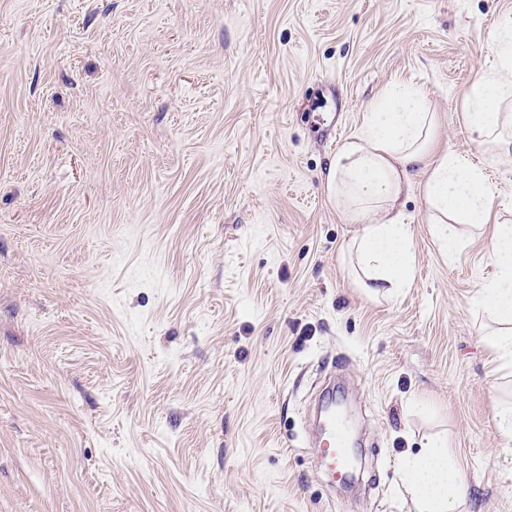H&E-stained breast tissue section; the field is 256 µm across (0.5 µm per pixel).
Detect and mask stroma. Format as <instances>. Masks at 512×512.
Instances as JSON below:
<instances>
[{
  "mask_svg": "<svg viewBox=\"0 0 512 512\" xmlns=\"http://www.w3.org/2000/svg\"><path fill=\"white\" fill-rule=\"evenodd\" d=\"M512 0H0V512H412L403 458L447 441L463 512H512V367L473 298L492 225L444 252L414 173V281L350 272L323 173L369 106L426 91L474 144V77ZM343 375L376 490L308 449Z\"/></svg>",
  "mask_w": 512,
  "mask_h": 512,
  "instance_id": "35a3bbf8",
  "label": "stroma"
}]
</instances>
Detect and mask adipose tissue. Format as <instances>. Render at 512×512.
Masks as SVG:
<instances>
[{"label": "adipose tissue", "instance_id": "obj_1", "mask_svg": "<svg viewBox=\"0 0 512 512\" xmlns=\"http://www.w3.org/2000/svg\"><path fill=\"white\" fill-rule=\"evenodd\" d=\"M497 49L495 71L472 82L466 127L474 143L512 156V18L491 32ZM435 130L422 90L396 88L377 101L367 123L341 144L324 174L330 199L347 223L357 225L352 240L353 276L373 294L395 296L411 288L415 240L405 222L401 199L411 186V172L430 169L421 185L427 221L448 251L461 243L460 225L489 223L498 201L482 169L445 152L429 157ZM493 223V222H490ZM495 275L478 290L475 303L495 321L486 342L505 362H512V223H493ZM406 487L415 512H460L465 487L448 448L432 441L403 461Z\"/></svg>", "mask_w": 512, "mask_h": 512}]
</instances>
